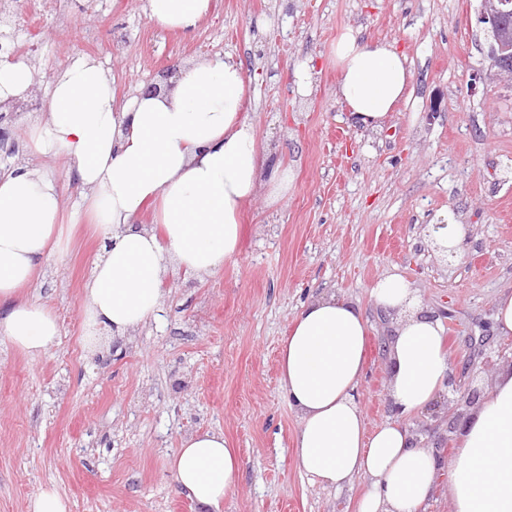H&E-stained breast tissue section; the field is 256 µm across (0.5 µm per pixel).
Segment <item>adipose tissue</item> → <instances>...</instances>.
Here are the masks:
<instances>
[{"mask_svg":"<svg viewBox=\"0 0 512 512\" xmlns=\"http://www.w3.org/2000/svg\"><path fill=\"white\" fill-rule=\"evenodd\" d=\"M211 0H147L148 18L190 34ZM336 95L369 128L407 92L412 72L390 43L345 30L334 49ZM170 86L117 103L106 70L81 58L59 70L46 119L29 125L33 154L62 159L84 188L86 214L103 248L85 283L91 326L122 337L162 312L169 266L204 276L238 253L240 215L255 195L265 157L245 114L250 80L232 55L178 66ZM153 206V228L135 220ZM62 232L61 188L41 169L0 173V343L37 357L55 343L53 311L19 296ZM375 304L396 314L387 345L395 418L368 430L357 401L369 319L358 303L325 291L304 303L280 349V379L299 419L293 455L301 473L342 491L365 477L357 512H427L439 461L410 417L448 389L452 362L443 326L403 275L381 277ZM448 486L455 512H512V367L502 369L457 435ZM241 460L222 434L183 439L171 463L176 487L199 512H219Z\"/></svg>","mask_w":512,"mask_h":512,"instance_id":"1","label":"adipose tissue"}]
</instances>
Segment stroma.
Masks as SVG:
<instances>
[{
  "instance_id": "stroma-1",
  "label": "stroma",
  "mask_w": 512,
  "mask_h": 512,
  "mask_svg": "<svg viewBox=\"0 0 512 512\" xmlns=\"http://www.w3.org/2000/svg\"><path fill=\"white\" fill-rule=\"evenodd\" d=\"M146 6L61 0L46 23L14 32L19 59L44 89L58 68L93 56L123 100L171 61L233 54L250 78L245 110L260 149L288 170V188L273 201L260 181L235 258L202 277L171 268L161 319L116 338L84 312L102 247L87 218L70 217L84 190L60 160L29 153L34 114H17L20 149L9 163L57 179L66 243L21 290L54 311L58 341L35 358L0 345V512H27L48 487L69 512H197L170 462L200 430L223 433L243 463L220 512H355L365 478L334 492L293 458L299 420L278 356L305 301L333 290L365 310L358 403L372 429L393 417V317L371 296L386 274L408 278L440 318L458 389L485 396L512 364V337L493 331L497 299L512 291V86L485 69L481 0H211L189 35L149 21ZM347 27L394 43L412 70L406 99L375 130L350 120L336 95L333 49ZM302 69L305 95L296 89ZM447 214L470 227L465 250L448 261L427 236Z\"/></svg>"
}]
</instances>
